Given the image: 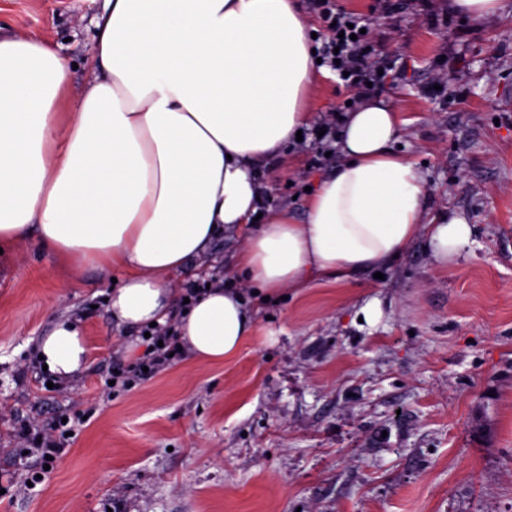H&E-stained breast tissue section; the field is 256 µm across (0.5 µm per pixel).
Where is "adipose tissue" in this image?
<instances>
[{
    "instance_id": "1",
    "label": "adipose tissue",
    "mask_w": 512,
    "mask_h": 512,
    "mask_svg": "<svg viewBox=\"0 0 512 512\" xmlns=\"http://www.w3.org/2000/svg\"><path fill=\"white\" fill-rule=\"evenodd\" d=\"M96 28L93 77L77 90L53 46L0 34V243L125 270L108 298L118 324L174 316L198 360L232 359L258 332L243 292L214 278L178 315L170 284L229 230L244 284L276 293L348 283L420 238L441 264L470 247L472 225L427 219L424 176L392 149L399 114L376 97L344 117L341 161L304 220L283 207L253 223L260 169L309 119L317 71L297 0H106ZM35 350L61 379L86 361L67 319Z\"/></svg>"
}]
</instances>
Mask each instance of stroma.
Returning a JSON list of instances; mask_svg holds the SVG:
<instances>
[{"label": "stroma", "instance_id": "35a3bbf8", "mask_svg": "<svg viewBox=\"0 0 512 512\" xmlns=\"http://www.w3.org/2000/svg\"><path fill=\"white\" fill-rule=\"evenodd\" d=\"M372 21L430 216L475 225L440 266L412 244L383 278L315 279L278 302L249 297L259 334L230 361L179 351L152 378L111 386L126 349L107 298L114 271L74 272L36 243L0 254V512H512V0L473 22L451 0H336ZM105 0H0V33L50 42L72 83ZM354 95L310 94L311 129L260 175L264 209L303 218L323 159L313 127ZM373 320L360 321L367 303ZM78 321L87 364L54 380L34 346ZM83 417L45 480L24 435Z\"/></svg>", "mask_w": 512, "mask_h": 512}]
</instances>
